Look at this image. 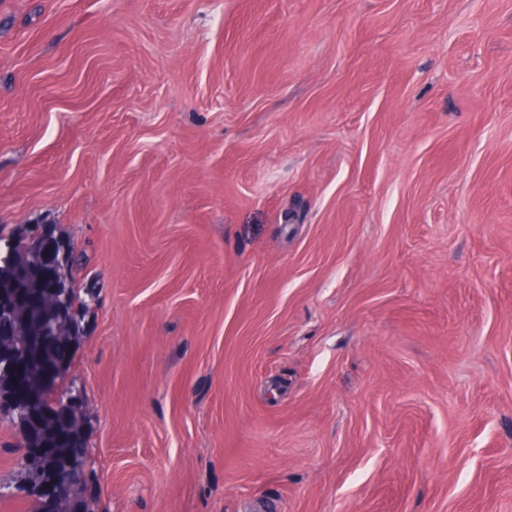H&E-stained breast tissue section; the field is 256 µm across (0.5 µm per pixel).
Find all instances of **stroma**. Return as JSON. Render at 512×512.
I'll use <instances>...</instances> for the list:
<instances>
[{
  "instance_id": "35a3bbf8",
  "label": "stroma",
  "mask_w": 512,
  "mask_h": 512,
  "mask_svg": "<svg viewBox=\"0 0 512 512\" xmlns=\"http://www.w3.org/2000/svg\"><path fill=\"white\" fill-rule=\"evenodd\" d=\"M33 224L87 512H512V0H0Z\"/></svg>"
}]
</instances>
